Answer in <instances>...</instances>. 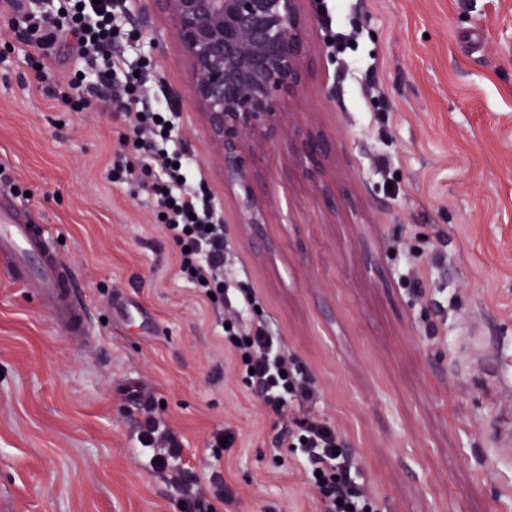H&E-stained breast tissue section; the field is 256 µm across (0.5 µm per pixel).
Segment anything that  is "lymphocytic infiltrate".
I'll use <instances>...</instances> for the list:
<instances>
[{
	"mask_svg": "<svg viewBox=\"0 0 512 512\" xmlns=\"http://www.w3.org/2000/svg\"><path fill=\"white\" fill-rule=\"evenodd\" d=\"M8 6L26 25L27 63L37 81H44L56 63L52 50L57 45L71 43L73 53L82 60L80 76L53 87L55 98L76 110L82 105L83 90L112 89L115 109L130 119L137 142L133 157L117 151L111 179L124 182L151 175L149 192L162 215L164 231L179 250V276L223 306L228 325L224 343L261 404L288 417L289 426L280 441L296 450L323 512H376L359 459L344 451L335 427L316 412L317 391L296 370L281 337L259 313L258 296L230 273L224 226L204 187L200 166L175 145L176 115L166 101L147 99L153 60L144 56L131 66L115 50L124 33L127 0H61L59 16L52 20L28 12L27 0H9ZM141 442L152 449L161 470L179 491L182 512H210L198 478L177 464L181 443L176 434L161 419L150 416L144 420Z\"/></svg>",
	"mask_w": 512,
	"mask_h": 512,
	"instance_id": "1",
	"label": "lymphocytic infiltrate"
}]
</instances>
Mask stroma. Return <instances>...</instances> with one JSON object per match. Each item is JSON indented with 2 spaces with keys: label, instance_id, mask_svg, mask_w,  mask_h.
<instances>
[{
  "label": "stroma",
  "instance_id": "obj_1",
  "mask_svg": "<svg viewBox=\"0 0 512 512\" xmlns=\"http://www.w3.org/2000/svg\"><path fill=\"white\" fill-rule=\"evenodd\" d=\"M138 4V38L119 48L156 63L149 96L179 115L178 145L202 166L230 260L317 387V412L361 457L378 512H512V457L493 451L512 412L497 379L512 356V0H346L336 27L364 26L347 57L306 0L311 64L289 108L294 128L314 123L336 142V209L279 143L255 163L274 202L261 246L239 222L166 20L142 27ZM23 30L0 0V192L56 238L97 341L66 335L0 268V512H181L137 441L148 410L201 485L223 476L234 500L219 512H322L278 442L286 420L242 383L212 303L179 280L144 181L110 178L135 139L111 89L77 111L53 99L76 58L61 47L37 82ZM351 59L376 62L378 98H364ZM408 248L422 297L401 283ZM473 321L484 370L457 355ZM134 385L152 388L147 405L131 401ZM220 432L234 444L217 461Z\"/></svg>",
  "mask_w": 512,
  "mask_h": 512
}]
</instances>
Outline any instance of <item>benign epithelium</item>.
Wrapping results in <instances>:
<instances>
[{"instance_id": "7a95c632", "label": "benign epithelium", "mask_w": 512, "mask_h": 512, "mask_svg": "<svg viewBox=\"0 0 512 512\" xmlns=\"http://www.w3.org/2000/svg\"><path fill=\"white\" fill-rule=\"evenodd\" d=\"M172 25L224 183L236 194L240 223H265L271 201L256 188L254 159L289 138L287 100L300 92L310 64L304 0H148ZM335 143L316 127L291 143V158L320 181Z\"/></svg>"}]
</instances>
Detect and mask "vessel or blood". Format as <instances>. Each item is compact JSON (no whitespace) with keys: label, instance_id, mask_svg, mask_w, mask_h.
Returning <instances> with one entry per match:
<instances>
[{"label":"vessel or blood","instance_id":"1","mask_svg":"<svg viewBox=\"0 0 512 512\" xmlns=\"http://www.w3.org/2000/svg\"><path fill=\"white\" fill-rule=\"evenodd\" d=\"M0 265L33 288L67 335L92 343L88 311L74 294L73 273L61 265L46 225L33 223L13 197L0 194Z\"/></svg>","mask_w":512,"mask_h":512}]
</instances>
